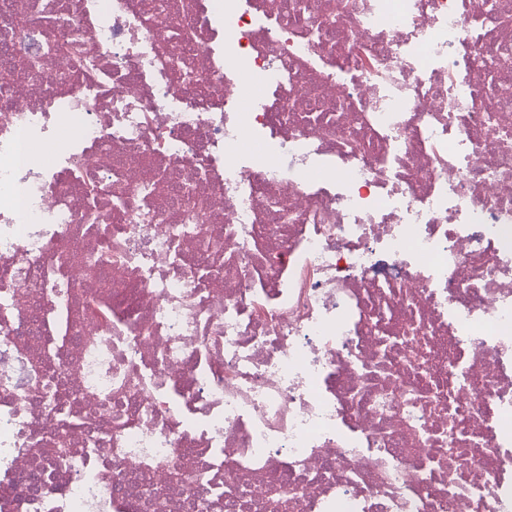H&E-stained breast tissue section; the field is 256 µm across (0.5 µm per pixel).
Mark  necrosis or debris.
Listing matches in <instances>:
<instances>
[{
    "label": "necrosis or debris",
    "instance_id": "obj_1",
    "mask_svg": "<svg viewBox=\"0 0 512 512\" xmlns=\"http://www.w3.org/2000/svg\"><path fill=\"white\" fill-rule=\"evenodd\" d=\"M0 66V512H512V0H0Z\"/></svg>",
    "mask_w": 512,
    "mask_h": 512
}]
</instances>
